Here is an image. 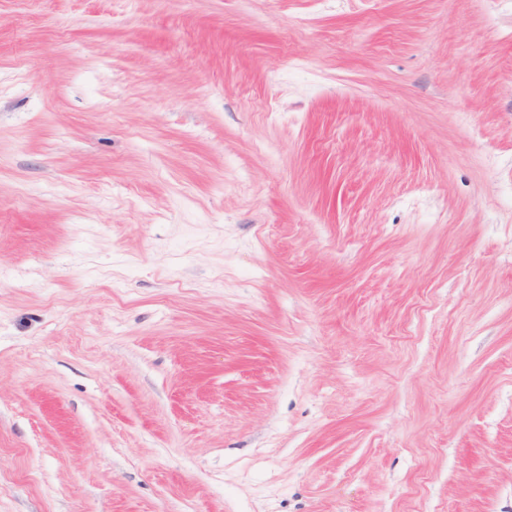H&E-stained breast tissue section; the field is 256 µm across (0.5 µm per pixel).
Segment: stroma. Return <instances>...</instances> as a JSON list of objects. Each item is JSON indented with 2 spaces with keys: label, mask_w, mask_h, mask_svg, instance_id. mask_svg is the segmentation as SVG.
Masks as SVG:
<instances>
[{
  "label": "stroma",
  "mask_w": 512,
  "mask_h": 512,
  "mask_svg": "<svg viewBox=\"0 0 512 512\" xmlns=\"http://www.w3.org/2000/svg\"><path fill=\"white\" fill-rule=\"evenodd\" d=\"M0 512H512V0H0Z\"/></svg>",
  "instance_id": "stroma-1"
}]
</instances>
